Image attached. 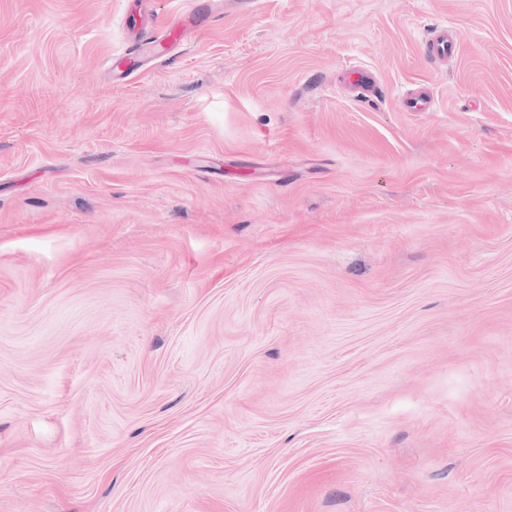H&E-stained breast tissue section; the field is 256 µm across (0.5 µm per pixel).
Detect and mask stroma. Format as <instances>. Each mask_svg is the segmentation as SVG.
Listing matches in <instances>:
<instances>
[{"instance_id": "1", "label": "stroma", "mask_w": 512, "mask_h": 512, "mask_svg": "<svg viewBox=\"0 0 512 512\" xmlns=\"http://www.w3.org/2000/svg\"><path fill=\"white\" fill-rule=\"evenodd\" d=\"M129 2L0 0V512H512V0H214L116 83ZM459 32L448 25L434 26L427 31L422 47L425 54L433 61H448L454 58L460 48ZM437 101L433 89L424 86L412 93H403L401 107L404 112H430L437 105Z\"/></svg>"}]
</instances>
